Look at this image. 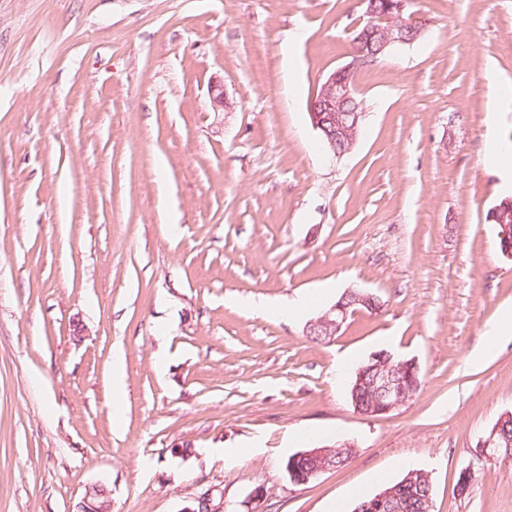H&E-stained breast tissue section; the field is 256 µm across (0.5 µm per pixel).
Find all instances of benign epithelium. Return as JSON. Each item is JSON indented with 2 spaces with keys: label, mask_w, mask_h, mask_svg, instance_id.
<instances>
[{
  "label": "benign epithelium",
  "mask_w": 512,
  "mask_h": 512,
  "mask_svg": "<svg viewBox=\"0 0 512 512\" xmlns=\"http://www.w3.org/2000/svg\"><path fill=\"white\" fill-rule=\"evenodd\" d=\"M377 0H361L365 5L364 17L367 24L353 31V45L350 60L329 72L318 84L309 102V117L312 125L326 140L333 157L349 153L359 136V122L365 118L363 102L359 101V90L354 81L356 72L367 67L371 55L366 49L373 47L389 53L398 47L409 46L425 33V22L407 12L408 0H390L385 9L376 6ZM378 302L375 294L363 288H349L329 309L310 321L306 328L309 336L322 342L332 341L342 330L349 316L361 308L374 309ZM420 367L414 359H402L387 350L372 353L364 365L356 371L355 388L366 380L370 404L364 408L358 399H353L357 413L368 417L389 415L406 404L420 388ZM493 430L478 438L475 445V462L461 470L458 487H471L476 480L475 468L496 455ZM356 446L351 441L338 442L332 446L315 447L293 455L286 465L290 480L295 484H308L326 472L343 466L342 459L352 457ZM310 460V467L300 470L299 460ZM92 487L86 488L80 508L82 512H112V500L93 504L88 501ZM224 512V503H213V489L209 488L193 498L190 505L180 512ZM405 503L396 490L389 489L377 494L358 512H403Z\"/></svg>",
  "instance_id": "7a95c632"
}]
</instances>
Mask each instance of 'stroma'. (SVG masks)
Returning <instances> with one entry per match:
<instances>
[{"mask_svg":"<svg viewBox=\"0 0 512 512\" xmlns=\"http://www.w3.org/2000/svg\"><path fill=\"white\" fill-rule=\"evenodd\" d=\"M410 10L423 37L356 73L363 130L335 158L308 106L359 0H0V512H74L96 482L112 512H181L210 486L224 512H352L405 458L433 512H512V459L456 492L512 415V330L467 365L512 307L487 220L512 189L485 158L512 138V0ZM355 286L380 308L307 336ZM379 349L423 382L367 417L347 387ZM342 439L344 467L290 481V456ZM510 416L511 415H506L502 417V420ZM495 437L502 445L503 449L507 448L508 444H511L512 448V417L504 420L503 424L500 426L499 432L498 427H496L493 431L491 430L487 435L478 438L475 445L474 454L476 463H471L461 470V479L460 483L458 484L457 491L461 487H466L467 489H469L476 480L475 468L480 466L483 460L490 461L492 458H494L495 455H497L496 452L493 450V448H498Z\"/></svg>","mask_w":512,"mask_h":512,"instance_id":"1","label":"stroma"}]
</instances>
